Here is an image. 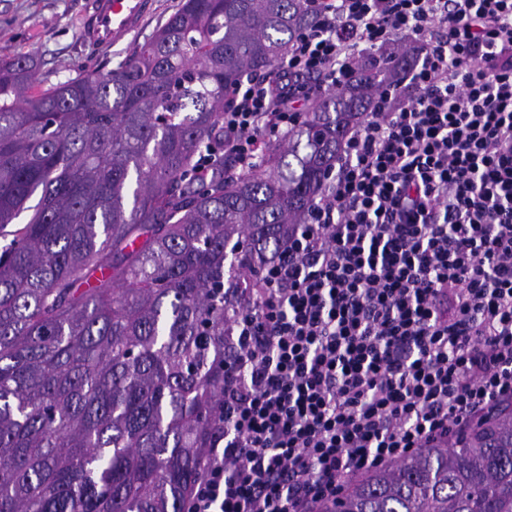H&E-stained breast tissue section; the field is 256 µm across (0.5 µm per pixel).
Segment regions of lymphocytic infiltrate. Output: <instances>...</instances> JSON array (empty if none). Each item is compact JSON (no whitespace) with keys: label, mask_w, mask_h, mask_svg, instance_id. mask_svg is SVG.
<instances>
[{"label":"lymphocytic infiltrate","mask_w":512,"mask_h":512,"mask_svg":"<svg viewBox=\"0 0 512 512\" xmlns=\"http://www.w3.org/2000/svg\"><path fill=\"white\" fill-rule=\"evenodd\" d=\"M313 3L277 73L224 110L235 172L365 55L412 61L239 291L224 435L189 512H314L512 399V0Z\"/></svg>","instance_id":"f902f5d3"}]
</instances>
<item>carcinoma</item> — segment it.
<instances>
[{
  "label": "carcinoma",
  "instance_id": "cac0c4a2",
  "mask_svg": "<svg viewBox=\"0 0 512 512\" xmlns=\"http://www.w3.org/2000/svg\"><path fill=\"white\" fill-rule=\"evenodd\" d=\"M310 2L179 0L116 67L55 84L0 61V512H186L224 434V290L307 222L396 65L363 60L226 175L230 95L276 73ZM316 512H512V401Z\"/></svg>",
  "mask_w": 512,
  "mask_h": 512
}]
</instances>
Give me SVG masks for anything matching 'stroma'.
I'll return each mask as SVG.
<instances>
[{
	"instance_id": "stroma-1",
	"label": "stroma",
	"mask_w": 512,
	"mask_h": 512,
	"mask_svg": "<svg viewBox=\"0 0 512 512\" xmlns=\"http://www.w3.org/2000/svg\"><path fill=\"white\" fill-rule=\"evenodd\" d=\"M88 0H0V59L31 56L46 84L78 71L117 63L143 44L173 11L177 0H154L142 27L123 43L103 52L81 35L78 18Z\"/></svg>"
}]
</instances>
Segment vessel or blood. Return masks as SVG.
Instances as JSON below:
<instances>
[{
  "label": "vessel or blood",
  "mask_w": 512,
  "mask_h": 512,
  "mask_svg": "<svg viewBox=\"0 0 512 512\" xmlns=\"http://www.w3.org/2000/svg\"><path fill=\"white\" fill-rule=\"evenodd\" d=\"M153 8L154 0H90L81 32L98 49L107 51L140 28Z\"/></svg>",
  "instance_id": "1"
}]
</instances>
